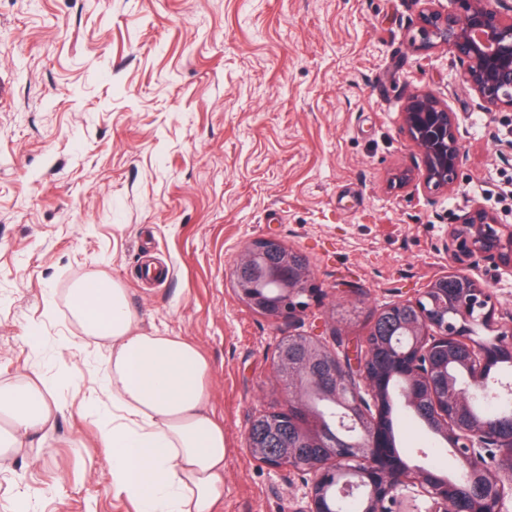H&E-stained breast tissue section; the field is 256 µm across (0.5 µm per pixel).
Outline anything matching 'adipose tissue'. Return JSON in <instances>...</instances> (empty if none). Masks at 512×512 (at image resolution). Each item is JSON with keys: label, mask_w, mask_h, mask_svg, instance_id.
I'll use <instances>...</instances> for the list:
<instances>
[{"label": "adipose tissue", "mask_w": 512, "mask_h": 512, "mask_svg": "<svg viewBox=\"0 0 512 512\" xmlns=\"http://www.w3.org/2000/svg\"><path fill=\"white\" fill-rule=\"evenodd\" d=\"M70 304L89 337L112 352L84 396L97 438L108 448L113 491L135 512H220L224 426L209 405V364L186 337L146 332L126 288L106 273L72 288ZM51 382L0 388V455L43 429L56 405Z\"/></svg>", "instance_id": "1"}]
</instances>
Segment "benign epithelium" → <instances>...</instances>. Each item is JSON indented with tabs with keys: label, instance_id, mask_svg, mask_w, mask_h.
<instances>
[{
	"label": "benign epithelium",
	"instance_id": "obj_1",
	"mask_svg": "<svg viewBox=\"0 0 512 512\" xmlns=\"http://www.w3.org/2000/svg\"><path fill=\"white\" fill-rule=\"evenodd\" d=\"M448 5H443V2ZM417 7L411 43L419 50L445 48L451 54L455 85L472 95V106L491 115L512 111V0H411ZM458 113L433 90L414 87L408 91L400 131L407 137L417 158L414 168L403 173L401 182L429 195L453 192L459 183L464 161ZM448 255L452 265L435 276L415 298L393 303L410 306L419 321L408 327L397 351L400 374L405 379L406 404L415 406L423 392H432V379L448 387V398L434 403L433 416L443 430L457 461V471L467 484L441 471L423 466L410 467L395 460L378 465V451L390 445L387 423L380 416L368 415L360 431L346 427L350 439L330 449L331 460L322 464L288 448L280 456L264 461L272 469H288L308 476L306 505L302 512H335V504L322 499L319 488L324 477L353 470L356 483L336 484V495L364 493L366 512H395L393 507L403 490L420 487L430 498L428 512H512V412L493 417L480 413L477 400L512 397V382L504 379L492 357L512 363V329L501 330L492 289L463 267L477 257L497 260L503 274L512 276V225L501 224L486 208L475 204L455 217L448 229ZM264 250L249 244L237 257L236 274L262 264ZM288 296V308L277 310L272 318H291L305 308L300 296L309 297L312 273L299 270L291 276L277 269L268 270ZM449 280L460 282L454 292L442 287ZM377 350L371 336L356 344V363L348 355L335 356L337 370L319 379L310 365L297 371L285 386V413H299L310 422L308 435L316 437L319 422L309 412L307 392L317 390L335 396L343 384L361 401L356 378H363L368 391L378 393L372 366Z\"/></svg>",
	"mask_w": 512,
	"mask_h": 512
}]
</instances>
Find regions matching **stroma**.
<instances>
[{
	"mask_svg": "<svg viewBox=\"0 0 512 512\" xmlns=\"http://www.w3.org/2000/svg\"><path fill=\"white\" fill-rule=\"evenodd\" d=\"M412 19L408 0H0V387L40 374L57 402L0 458V512L23 497L29 512H135L74 391L109 354L69 303L96 272L127 289L141 329L206 356L223 512H300L302 475L246 447L253 417L283 405L280 339L365 336L448 267V226L473 204L512 225V112L449 96L450 54L414 49ZM414 87L460 116L452 194L397 184L414 164L399 129ZM270 236L314 276L289 320L235 295L238 254ZM395 437L408 464L453 471L424 423L403 415Z\"/></svg>",
	"mask_w": 512,
	"mask_h": 512,
	"instance_id": "35a3bbf8",
	"label": "stroma"
}]
</instances>
